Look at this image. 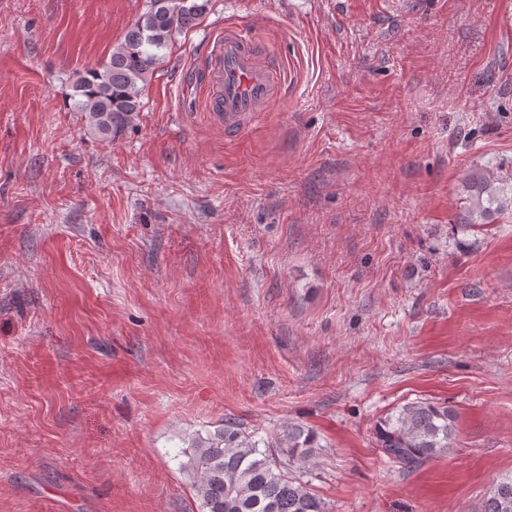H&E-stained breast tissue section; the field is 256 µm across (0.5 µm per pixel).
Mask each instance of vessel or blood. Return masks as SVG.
<instances>
[{"mask_svg":"<svg viewBox=\"0 0 512 512\" xmlns=\"http://www.w3.org/2000/svg\"><path fill=\"white\" fill-rule=\"evenodd\" d=\"M206 110L225 131L258 124L272 101L279 75L261 60L246 32L228 27L208 48Z\"/></svg>","mask_w":512,"mask_h":512,"instance_id":"obj_1","label":"vessel or blood"}]
</instances>
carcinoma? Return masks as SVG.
Segmentation results:
<instances>
[{
    "instance_id": "carcinoma-1",
    "label": "carcinoma",
    "mask_w": 512,
    "mask_h": 512,
    "mask_svg": "<svg viewBox=\"0 0 512 512\" xmlns=\"http://www.w3.org/2000/svg\"><path fill=\"white\" fill-rule=\"evenodd\" d=\"M209 0H147V9L127 30L109 60L85 71L72 85L73 111L90 129L110 139L128 127L143 108L141 84L166 56L176 35L192 28ZM476 171L469 178L472 203L462 227L475 229L473 216L487 220L512 207V173L496 177ZM457 414L428 400L404 404L376 429L377 447L389 461L411 466L451 447ZM314 430L289 424L271 439H257L226 420L181 449L200 512H325L324 503L291 470L317 454ZM481 512H512V476L501 479Z\"/></svg>"
}]
</instances>
